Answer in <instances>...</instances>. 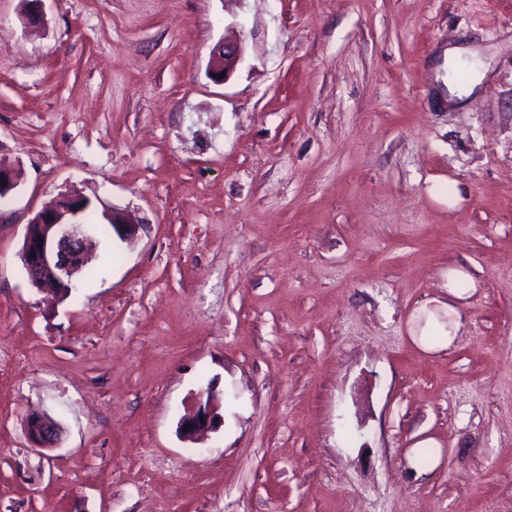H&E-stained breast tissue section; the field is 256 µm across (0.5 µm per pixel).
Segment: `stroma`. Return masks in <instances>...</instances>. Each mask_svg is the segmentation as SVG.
<instances>
[{
  "label": "stroma",
  "mask_w": 512,
  "mask_h": 512,
  "mask_svg": "<svg viewBox=\"0 0 512 512\" xmlns=\"http://www.w3.org/2000/svg\"><path fill=\"white\" fill-rule=\"evenodd\" d=\"M24 5L0 0V512H512V0ZM451 46L486 69L460 104ZM66 193L140 229L62 298L21 249ZM457 264L464 325L424 348ZM208 390L223 425L183 439ZM243 46L239 41L218 44L212 51L208 76L215 82H225L237 69L243 59ZM224 73L223 78L219 74ZM58 428L55 422L43 413L31 414L26 422L29 442L36 448L50 449L57 440Z\"/></svg>",
  "instance_id": "stroma-1"
}]
</instances>
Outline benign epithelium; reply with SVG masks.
<instances>
[{"label": "benign epithelium", "mask_w": 512, "mask_h": 512, "mask_svg": "<svg viewBox=\"0 0 512 512\" xmlns=\"http://www.w3.org/2000/svg\"><path fill=\"white\" fill-rule=\"evenodd\" d=\"M243 59L240 42H224L212 51L208 76L216 81H226ZM224 77H219V74ZM17 187L13 168L0 163V195L6 196ZM84 197L64 195L42 208L27 222L21 250L28 280L36 288H48L57 294L75 282L81 265L94 257L97 240L93 232L76 221ZM112 233L122 240L133 238L139 225L114 213L111 217ZM224 416L219 411L212 393L198 399L193 411L179 422V432L187 439H195L219 428ZM55 422L43 413L31 414L26 422L29 442L36 448L49 449L57 440Z\"/></svg>", "instance_id": "obj_1"}]
</instances>
